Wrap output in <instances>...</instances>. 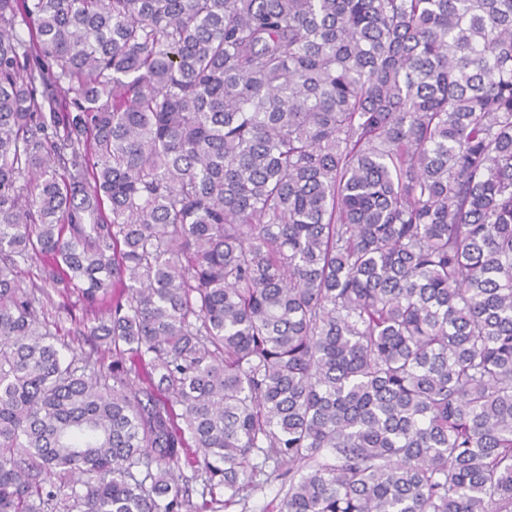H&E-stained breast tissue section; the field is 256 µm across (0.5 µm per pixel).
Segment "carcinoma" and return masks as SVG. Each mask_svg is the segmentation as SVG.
I'll use <instances>...</instances> for the list:
<instances>
[{
  "label": "carcinoma",
  "mask_w": 512,
  "mask_h": 512,
  "mask_svg": "<svg viewBox=\"0 0 512 512\" xmlns=\"http://www.w3.org/2000/svg\"><path fill=\"white\" fill-rule=\"evenodd\" d=\"M190 447L226 507L512 512V0H0V512H183ZM48 297L41 296L43 312L50 331L60 343L70 345L77 353L91 356L96 367L112 363V348L105 341L93 347L86 336L92 326L107 317L111 298L99 299L93 304L78 301L76 295L60 288H48ZM281 472L286 473L282 480L266 483L250 484L242 493L243 499L237 505L224 508V489H217L215 497L221 502L210 503L207 495V508L200 512H279L282 501L288 490V464L281 465Z\"/></svg>",
  "instance_id": "obj_1"
}]
</instances>
